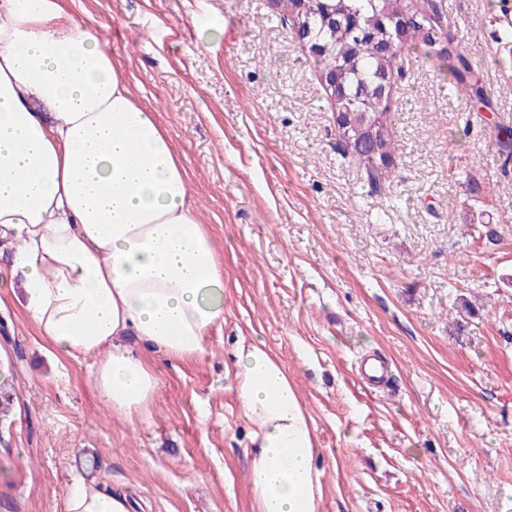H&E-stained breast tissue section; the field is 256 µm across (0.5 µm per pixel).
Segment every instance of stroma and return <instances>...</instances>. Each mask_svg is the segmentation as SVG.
<instances>
[{
    "label": "stroma",
    "mask_w": 512,
    "mask_h": 512,
    "mask_svg": "<svg viewBox=\"0 0 512 512\" xmlns=\"http://www.w3.org/2000/svg\"><path fill=\"white\" fill-rule=\"evenodd\" d=\"M502 0H443L512 125ZM168 132L224 259L205 357L151 354L149 419L101 401L87 362L56 365L0 288V512H60L75 475L140 512H252L235 351L261 342L310 414L320 512H512V175L485 123L423 51L400 56V153L372 193L343 154L313 58L267 0H63ZM497 231L488 242L486 225ZM377 356L390 388L367 389Z\"/></svg>",
    "instance_id": "35a3bbf8"
}]
</instances>
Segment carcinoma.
Masks as SVG:
<instances>
[{
	"label": "carcinoma",
	"instance_id": "carcinoma-1",
	"mask_svg": "<svg viewBox=\"0 0 512 512\" xmlns=\"http://www.w3.org/2000/svg\"><path fill=\"white\" fill-rule=\"evenodd\" d=\"M277 6L282 26L298 29L316 49L318 80L335 111L338 137L359 159L372 192L390 179L399 150L388 82L399 77L402 48L436 51L457 89L491 106L467 54L448 33L442 0H420L413 10L403 0H278ZM494 138L505 160L512 159V126H495Z\"/></svg>",
	"mask_w": 512,
	"mask_h": 512
}]
</instances>
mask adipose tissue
I'll use <instances>...</instances> for the list:
<instances>
[{
  "mask_svg": "<svg viewBox=\"0 0 512 512\" xmlns=\"http://www.w3.org/2000/svg\"><path fill=\"white\" fill-rule=\"evenodd\" d=\"M0 265L56 359L91 358L113 414L150 416L159 380L135 338L196 360L224 321V264L167 132L61 0H0ZM251 426L254 512H320L316 437L264 344L236 350ZM61 512H131L126 493L74 477Z\"/></svg>",
  "mask_w": 512,
  "mask_h": 512,
  "instance_id": "adipose-tissue-1",
  "label": "adipose tissue"
}]
</instances>
